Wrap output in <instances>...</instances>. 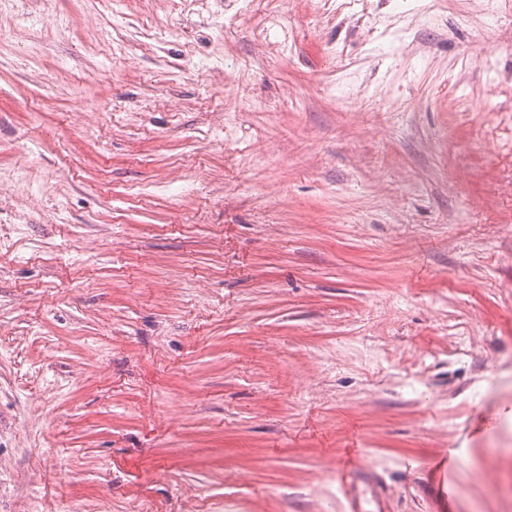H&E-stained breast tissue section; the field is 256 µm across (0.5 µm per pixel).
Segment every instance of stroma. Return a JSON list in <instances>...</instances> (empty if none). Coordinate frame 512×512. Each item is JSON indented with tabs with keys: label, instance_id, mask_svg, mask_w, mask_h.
<instances>
[{
	"label": "stroma",
	"instance_id": "1",
	"mask_svg": "<svg viewBox=\"0 0 512 512\" xmlns=\"http://www.w3.org/2000/svg\"><path fill=\"white\" fill-rule=\"evenodd\" d=\"M499 4L0 32V512H512Z\"/></svg>",
	"mask_w": 512,
	"mask_h": 512
}]
</instances>
